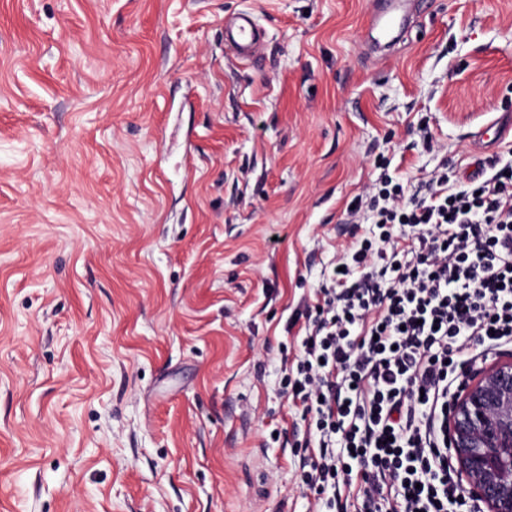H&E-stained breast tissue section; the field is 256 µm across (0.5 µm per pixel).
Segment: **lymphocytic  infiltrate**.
Listing matches in <instances>:
<instances>
[{
  "mask_svg": "<svg viewBox=\"0 0 512 512\" xmlns=\"http://www.w3.org/2000/svg\"><path fill=\"white\" fill-rule=\"evenodd\" d=\"M378 196V241L343 249L284 380L309 418L301 487L320 512H481L448 455V410L469 364L512 345V162Z\"/></svg>",
  "mask_w": 512,
  "mask_h": 512,
  "instance_id": "obj_1",
  "label": "lymphocytic infiltrate"
}]
</instances>
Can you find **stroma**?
<instances>
[{"instance_id":"1","label":"stroma","mask_w":512,"mask_h":512,"mask_svg":"<svg viewBox=\"0 0 512 512\" xmlns=\"http://www.w3.org/2000/svg\"><path fill=\"white\" fill-rule=\"evenodd\" d=\"M0 0V512H313L282 392L301 311L512 118V0ZM250 13L261 57L233 61ZM427 0H370L365 33L390 35L394 30L407 32L411 29L417 12L422 11Z\"/></svg>"}]
</instances>
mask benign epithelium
Returning <instances> with one entry per match:
<instances>
[{
	"label": "benign epithelium",
	"mask_w": 512,
	"mask_h": 512,
	"mask_svg": "<svg viewBox=\"0 0 512 512\" xmlns=\"http://www.w3.org/2000/svg\"><path fill=\"white\" fill-rule=\"evenodd\" d=\"M461 487L486 512H512V360L470 373L448 413Z\"/></svg>",
	"instance_id": "benign-epithelium-1"
}]
</instances>
